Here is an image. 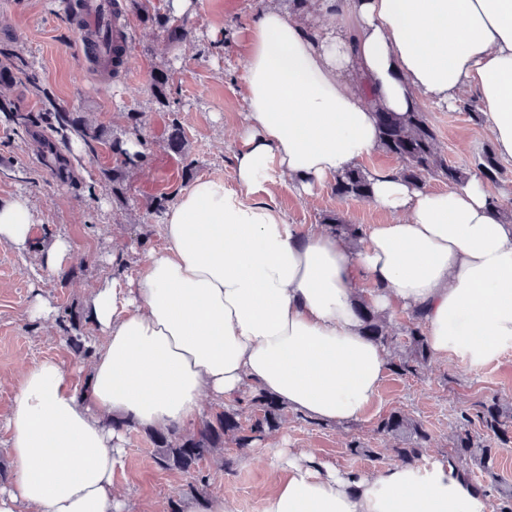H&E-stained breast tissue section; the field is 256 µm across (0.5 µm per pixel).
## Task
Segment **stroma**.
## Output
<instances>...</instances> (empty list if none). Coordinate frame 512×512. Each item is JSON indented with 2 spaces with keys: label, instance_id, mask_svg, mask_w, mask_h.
Returning a JSON list of instances; mask_svg holds the SVG:
<instances>
[{
  "label": "stroma",
  "instance_id": "stroma-1",
  "mask_svg": "<svg viewBox=\"0 0 512 512\" xmlns=\"http://www.w3.org/2000/svg\"><path fill=\"white\" fill-rule=\"evenodd\" d=\"M169 14L172 24L188 32L174 43L165 33L145 25L129 11L126 56L133 67L130 83L88 72L77 60L74 26L60 0H0V59L16 55L28 64L36 86L0 85V101L24 112H75L123 135L128 115L140 113L139 135L146 162L129 169L121 195L103 177L116 158L109 145L84 151L69 145L73 181L60 180L39 153V128L15 131L7 113L0 112V205L23 195L35 215L33 236L43 244L62 235L72 245V258L53 273L36 270L32 255L0 243V460H8L5 423L9 418L23 366L56 359L70 366L83 359L70 347L59 327L31 318L34 290H41L56 309L84 308L89 286L112 278V247L124 244L128 263L124 275H134L146 252L162 246V215L149 212L157 198L174 202L182 190L201 178L234 184V150L244 119V60L238 43L244 26L263 8L290 11L289 0H191L189 10L173 15L170 0H150ZM167 78L165 103H158L151 77ZM437 133L448 163L475 174L474 159L492 146L483 105L469 98L440 106L420 98ZM180 125L186 144L179 153L168 145L173 125ZM270 204L288 223L319 225L336 213L361 226L381 224L388 216L371 202L336 197L329 185L302 194L293 183L279 185ZM497 399L512 406V349L477 371L432 358L418 375L387 372L363 416L349 424H321L287 412L278 432L264 440L267 452L253 454L227 445L232 468L206 461L194 474L161 468L147 428L124 433V458L114 482L126 494L132 512H168L169 503L184 499L188 483H201L205 496L223 498L230 512H264L266 493L282 472L281 448L312 449L318 462L336 472H365L394 464V441L377 431L378 421L394 411L419 420L432 440L426 461H447L462 411L478 400ZM363 443L371 457L352 454L351 442Z\"/></svg>",
  "mask_w": 512,
  "mask_h": 512
}]
</instances>
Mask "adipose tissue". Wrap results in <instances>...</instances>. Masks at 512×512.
I'll return each mask as SVG.
<instances>
[{
    "instance_id": "obj_1",
    "label": "adipose tissue",
    "mask_w": 512,
    "mask_h": 512,
    "mask_svg": "<svg viewBox=\"0 0 512 512\" xmlns=\"http://www.w3.org/2000/svg\"><path fill=\"white\" fill-rule=\"evenodd\" d=\"M312 10L305 22L269 7L246 26L235 183L182 191L163 246L136 276L88 296L102 339L90 368L47 359L23 370L0 512H130L113 483L115 417L186 432L205 403L257 386L325 424L360 419L388 369L353 311L365 289L378 312H423L433 355L464 369L512 348V224L480 178L432 190L373 173L372 201L390 220L355 247L257 199L285 181L309 194L334 180L377 148V107L409 112L422 96H475L512 159V0H317ZM336 13L341 26L320 25ZM0 243L36 252L44 271L72 252L63 236L35 246L23 198L0 205ZM287 455L265 512H491L445 462L341 476L310 449Z\"/></svg>"
}]
</instances>
